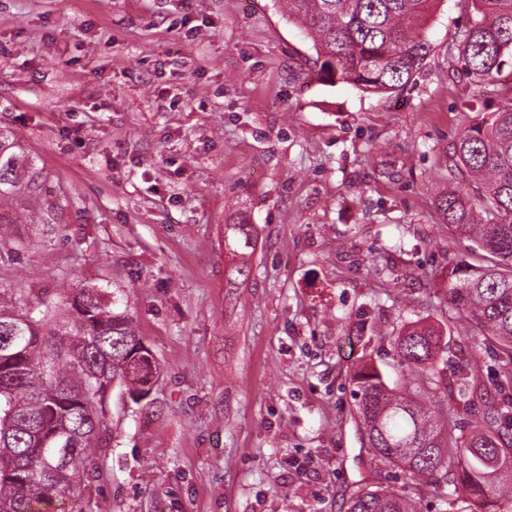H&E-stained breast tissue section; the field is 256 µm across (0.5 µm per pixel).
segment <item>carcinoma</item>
<instances>
[{"instance_id": "cac0c4a2", "label": "carcinoma", "mask_w": 512, "mask_h": 512, "mask_svg": "<svg viewBox=\"0 0 512 512\" xmlns=\"http://www.w3.org/2000/svg\"><path fill=\"white\" fill-rule=\"evenodd\" d=\"M288 22L312 42L320 76L363 92L407 86L432 46L424 37L437 0H282ZM459 63L468 77L512 89V0H470ZM16 140L0 130V201L36 194L42 184L26 171ZM454 176L481 181L472 198L457 190L440 199L444 221L487 253L486 264L457 263L445 284L448 306L471 324L475 347L496 339L502 361L497 387H512V98L463 130L448 150ZM233 252L252 248V225H227ZM397 362L415 373L391 387L373 364L352 375L356 413L375 459L411 481L497 506L512 503V401L497 403L466 366L459 395L486 402L481 421L455 433L448 419V372L441 330L416 321L392 341ZM157 365L130 317L100 290L70 289L63 306L35 307L28 295L0 288V512H45L57 500L82 495L95 472L93 448L108 429L103 388L112 380L137 402L150 393ZM345 512H419L408 497L362 489Z\"/></svg>"}]
</instances>
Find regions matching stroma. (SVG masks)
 Segmentation results:
<instances>
[{"label":"stroma","mask_w":512,"mask_h":512,"mask_svg":"<svg viewBox=\"0 0 512 512\" xmlns=\"http://www.w3.org/2000/svg\"><path fill=\"white\" fill-rule=\"evenodd\" d=\"M467 23L440 0L423 67L375 95L322 81L275 0H0V129L45 180L0 202V286L102 289L159 366L147 398L109 393L96 470L55 512H339L364 488L435 512L363 441L351 376L411 379L377 339L423 319L450 381L475 355L512 396L445 299L449 268L483 261L438 209L448 145L512 98L460 73ZM225 233L224 243L226 248L230 251L245 255L247 254L246 251L253 249L251 224L227 225V231Z\"/></svg>","instance_id":"1"}]
</instances>
